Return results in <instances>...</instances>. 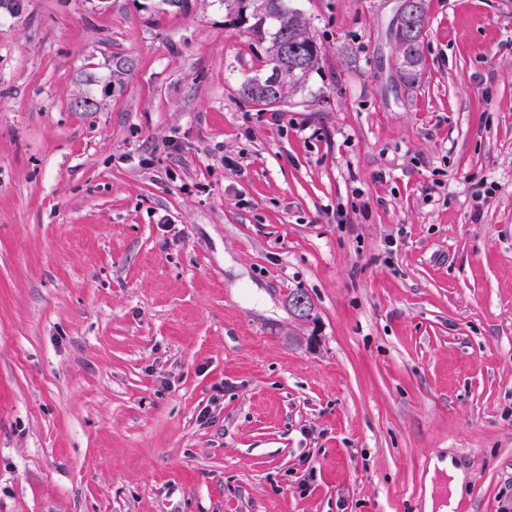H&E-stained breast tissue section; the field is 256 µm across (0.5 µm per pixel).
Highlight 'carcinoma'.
Listing matches in <instances>:
<instances>
[{
	"instance_id": "carcinoma-1",
	"label": "carcinoma",
	"mask_w": 512,
	"mask_h": 512,
	"mask_svg": "<svg viewBox=\"0 0 512 512\" xmlns=\"http://www.w3.org/2000/svg\"><path fill=\"white\" fill-rule=\"evenodd\" d=\"M225 9L249 12L252 31L259 42H267L266 62L270 73L242 86V95L254 103L272 106L284 100L288 88L305 81L320 63L317 47L301 13L288 0H218ZM420 2V24L415 36L398 41L400 67L412 77L421 62V36L425 26V0Z\"/></svg>"
}]
</instances>
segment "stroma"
Wrapping results in <instances>:
<instances>
[{"instance_id": "35a3bbf8", "label": "stroma", "mask_w": 512, "mask_h": 512, "mask_svg": "<svg viewBox=\"0 0 512 512\" xmlns=\"http://www.w3.org/2000/svg\"><path fill=\"white\" fill-rule=\"evenodd\" d=\"M292 4L272 107L218 0L0 14V512L512 503V0H426L410 80L400 0ZM225 9L249 10L252 31L265 48L270 73L264 79H252L242 86V95L254 103L272 106L284 100L288 88L305 81L320 63L317 47L307 31L301 13L288 0H218ZM287 45L288 51L283 50Z\"/></svg>"}]
</instances>
